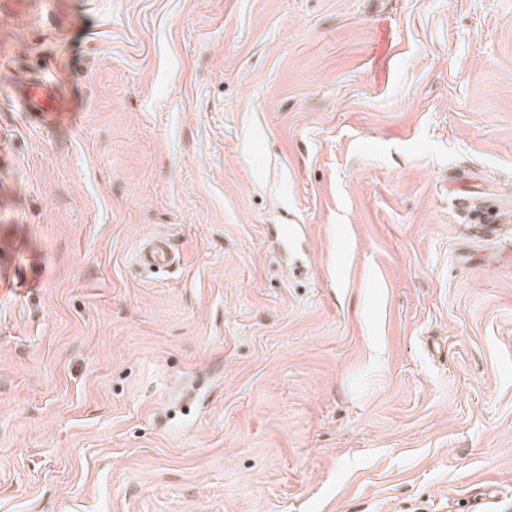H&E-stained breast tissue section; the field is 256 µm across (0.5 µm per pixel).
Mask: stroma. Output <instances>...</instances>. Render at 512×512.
Segmentation results:
<instances>
[{"label":"stroma","instance_id":"35a3bbf8","mask_svg":"<svg viewBox=\"0 0 512 512\" xmlns=\"http://www.w3.org/2000/svg\"><path fill=\"white\" fill-rule=\"evenodd\" d=\"M27 2L0 512H512V0ZM19 107L36 124L51 129L61 123L70 109L56 81L36 77L19 81L14 90ZM134 260L143 271L154 272L179 263L180 255L167 237L148 236L137 243Z\"/></svg>","mask_w":512,"mask_h":512}]
</instances>
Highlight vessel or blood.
Masks as SVG:
<instances>
[{
    "label": "vessel or blood",
    "instance_id": "obj_1",
    "mask_svg": "<svg viewBox=\"0 0 512 512\" xmlns=\"http://www.w3.org/2000/svg\"><path fill=\"white\" fill-rule=\"evenodd\" d=\"M14 96L22 111L47 129L61 123L70 109L56 81L48 77L19 81ZM134 260L142 270L154 272L174 266L180 255L167 237L148 236L139 240Z\"/></svg>",
    "mask_w": 512,
    "mask_h": 512
}]
</instances>
